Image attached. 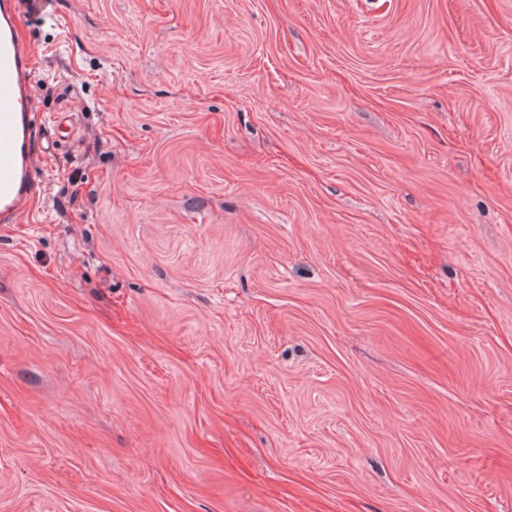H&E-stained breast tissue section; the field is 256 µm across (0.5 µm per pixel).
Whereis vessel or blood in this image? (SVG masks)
<instances>
[{
	"mask_svg": "<svg viewBox=\"0 0 512 512\" xmlns=\"http://www.w3.org/2000/svg\"><path fill=\"white\" fill-rule=\"evenodd\" d=\"M17 0H0V221L24 213L34 192L25 104L33 96L34 52L19 36Z\"/></svg>",
	"mask_w": 512,
	"mask_h": 512,
	"instance_id": "vessel-or-blood-1",
	"label": "vessel or blood"
}]
</instances>
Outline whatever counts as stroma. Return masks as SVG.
Segmentation results:
<instances>
[{
	"mask_svg": "<svg viewBox=\"0 0 512 512\" xmlns=\"http://www.w3.org/2000/svg\"><path fill=\"white\" fill-rule=\"evenodd\" d=\"M0 512H512V0H24Z\"/></svg>",
	"mask_w": 512,
	"mask_h": 512,
	"instance_id": "35a3bbf8",
	"label": "stroma"
}]
</instances>
